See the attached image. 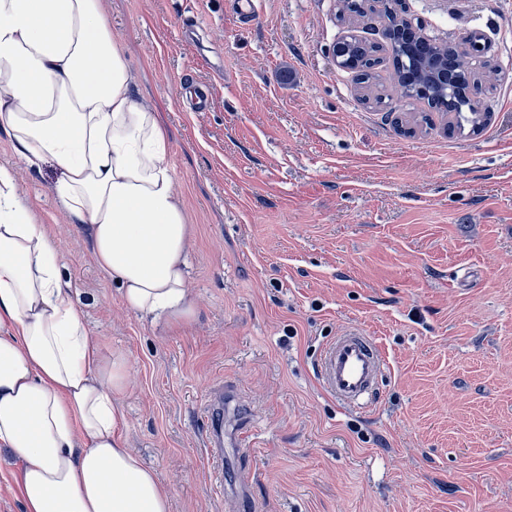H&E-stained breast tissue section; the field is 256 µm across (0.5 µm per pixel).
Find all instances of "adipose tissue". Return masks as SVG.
<instances>
[{"instance_id": "1", "label": "adipose tissue", "mask_w": 512, "mask_h": 512, "mask_svg": "<svg viewBox=\"0 0 512 512\" xmlns=\"http://www.w3.org/2000/svg\"><path fill=\"white\" fill-rule=\"evenodd\" d=\"M112 38L104 0H0V131L88 228L125 308L165 330L195 315L189 232L159 117ZM129 366L89 334L51 239L0 165V453L20 463L23 512H170L128 448Z\"/></svg>"}]
</instances>
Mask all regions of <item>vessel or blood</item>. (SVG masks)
Wrapping results in <instances>:
<instances>
[{"label": "vessel or blood", "mask_w": 512, "mask_h": 512, "mask_svg": "<svg viewBox=\"0 0 512 512\" xmlns=\"http://www.w3.org/2000/svg\"><path fill=\"white\" fill-rule=\"evenodd\" d=\"M388 365L376 342L355 327L339 330L317 361L321 389L346 411H364L374 402ZM207 443L216 479L224 477V395L214 393L206 405Z\"/></svg>", "instance_id": "vessel-or-blood-1"}]
</instances>
